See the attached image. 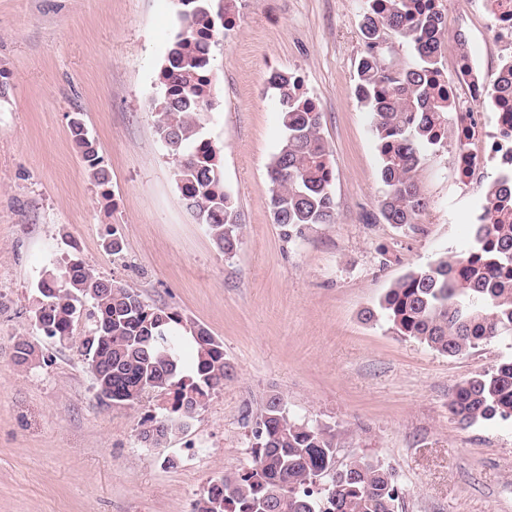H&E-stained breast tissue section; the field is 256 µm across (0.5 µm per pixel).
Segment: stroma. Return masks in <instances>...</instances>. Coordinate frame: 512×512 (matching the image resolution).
Here are the masks:
<instances>
[{"mask_svg":"<svg viewBox=\"0 0 512 512\" xmlns=\"http://www.w3.org/2000/svg\"><path fill=\"white\" fill-rule=\"evenodd\" d=\"M366 0H231L236 25L211 61L202 123L224 147V189L243 223L234 255L187 210L154 102L180 29L177 0H0V512H192L210 481L251 466V428L279 391L300 417L336 425L339 463L392 469L398 512H512V422L462 425L461 381L512 360V335L448 357L362 311L409 270L472 241L485 189L462 191L454 149L428 152L415 228L377 217L383 186L371 116L354 96ZM443 61L464 33L492 57L482 0H444ZM301 75L322 114L337 215L285 239L270 218L268 165L283 136L272 69ZM80 117L110 180L90 178ZM121 254L106 247L111 232ZM77 252L100 276L206 327L233 380L164 447L144 420L166 400L100 403L78 319L64 342L35 324L36 284ZM36 356L12 358L18 337Z\"/></svg>","mask_w":512,"mask_h":512,"instance_id":"35a3bbf8","label":"stroma"}]
</instances>
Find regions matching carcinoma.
<instances>
[{
	"mask_svg": "<svg viewBox=\"0 0 512 512\" xmlns=\"http://www.w3.org/2000/svg\"><path fill=\"white\" fill-rule=\"evenodd\" d=\"M179 2L181 29L161 70L156 128L161 140L174 144L169 155L187 209L231 256L240 243L241 215L224 192L223 147L205 137L201 123L212 104V49L231 24L213 0ZM363 34L355 96L371 114L380 154L379 214L388 224L412 226L429 205L418 178L423 151L448 145L453 100L433 81L442 72L446 34L441 16L416 17L414 0H387L383 14L366 13ZM383 36L409 44L412 62L400 70L386 66L373 51ZM267 84L277 95L284 128L268 168L270 215L289 239L336 223L333 166L321 134L322 113L302 91L301 80L273 69ZM70 134L94 181L107 183L96 142L80 118L70 122ZM37 290L34 318L48 338H69L82 313L91 322L88 366L96 387L112 382V403L134 405L155 392L173 394L170 410L150 418L139 432L150 447L167 444L234 376L223 344L208 329L193 324L181 332L178 313L97 275L75 254L64 260L62 280L50 273ZM381 318L397 334L449 357L512 334V170L491 183L467 253L443 255L397 279L375 307L363 311L368 322ZM34 352L20 338L12 360L25 365ZM448 409L467 426L512 419V361L457 384ZM253 437L252 467L213 480L193 512H212L216 501L221 512H397L400 488L392 471L367 456L337 467L340 430L294 416L279 392L266 395Z\"/></svg>",
	"mask_w": 512,
	"mask_h": 512,
	"instance_id": "cac0c4a2",
	"label": "carcinoma"
}]
</instances>
